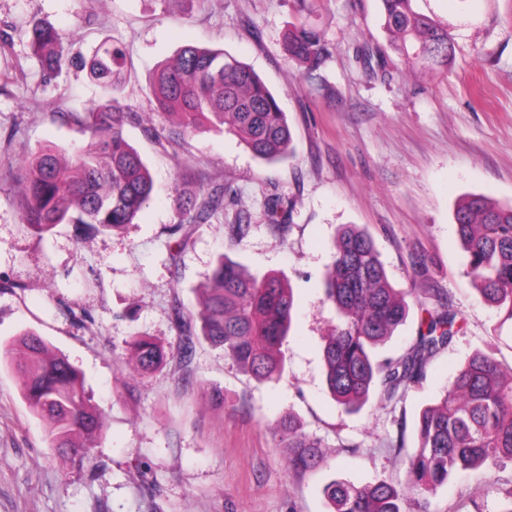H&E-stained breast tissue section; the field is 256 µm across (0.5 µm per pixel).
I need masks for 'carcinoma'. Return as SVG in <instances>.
Returning a JSON list of instances; mask_svg holds the SVG:
<instances>
[{"label":"carcinoma","mask_w":512,"mask_h":512,"mask_svg":"<svg viewBox=\"0 0 512 512\" xmlns=\"http://www.w3.org/2000/svg\"><path fill=\"white\" fill-rule=\"evenodd\" d=\"M380 2L383 29L404 67L433 70L451 63L454 44L433 18L415 11L412 0ZM29 34L44 76L58 74L70 62V48L54 28L35 22ZM284 49L309 72L318 70L328 54L312 25L288 29ZM80 60L102 97L95 109L63 113L61 119L88 134L87 144L68 157L46 146L18 165L23 219L39 237L59 224L71 225L78 240L122 228L133 223L153 193L152 175L124 134L127 115L112 99L113 76L125 65V52L106 40L92 56ZM150 88L159 111L179 118L189 134L203 126L227 131L268 163L293 151L292 132L275 96L250 66L222 50L183 47L176 58L157 67ZM233 196L228 185L175 190L180 219L168 228L177 246L170 254L172 265H177L194 230L224 211V201ZM265 209L270 226L285 230L288 206L283 198L268 196ZM453 220L474 290L512 321V204L472 195L457 206ZM250 228L243 210L234 223L225 225L227 236L238 245ZM324 302L339 315L322 347L325 385L347 414L358 413L378 386L390 400L422 380L429 360L464 333L463 318L447 305L425 308L415 343L396 358L376 359V349L408 317L409 305L389 282L373 237L354 224L334 239ZM293 313L292 288L280 277L249 276L238 262L219 255L198 309L188 311L178 297L171 307L176 357L184 368L181 381H190L189 368L201 342L224 349L225 357L257 381L277 380L284 369L283 348ZM127 350L134 376L150 374L166 360L164 349L142 336L132 337ZM16 353L21 396L46 423L49 447L78 473L98 477L91 447L100 437L104 412L86 393L82 373L34 330L21 331L0 347V358L11 359ZM416 432L413 452L404 453L402 444L395 448L396 454H405L404 485L385 480L355 485L335 479L324 489L333 512H405L408 492L427 504L460 472L479 467L490 471L512 462V370L504 372L489 353L473 354L440 401L421 409ZM276 433L281 447L288 449V471L323 463L320 440L305 433L293 414L280 417Z\"/></svg>","instance_id":"1"}]
</instances>
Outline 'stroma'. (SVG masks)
I'll use <instances>...</instances> for the list:
<instances>
[{
  "label": "stroma",
  "mask_w": 512,
  "mask_h": 512,
  "mask_svg": "<svg viewBox=\"0 0 512 512\" xmlns=\"http://www.w3.org/2000/svg\"><path fill=\"white\" fill-rule=\"evenodd\" d=\"M447 27L455 59L445 69H402L380 26L378 0H0V344L31 329L82 372L103 408L93 449L95 479L73 472L47 446L44 426L20 394L15 369L0 362V512H331L329 481L400 482L396 444L417 445L419 410L443 396L456 371L485 351L512 367V322L484 304L464 273L455 233L457 202L476 194L512 203V0H413ZM55 27L73 51L90 56L104 40L127 56L113 91L134 114L128 141L149 167L154 198L136 223L79 241L70 225L37 237L23 222L19 158L53 144L74 152L87 138L58 120L101 97L87 70L64 66L45 79L29 48L27 23ZM316 25L330 55L313 73L289 60L283 35ZM220 48L248 64L276 95L294 152L266 163L231 133L210 128L172 136L174 117L150 92L156 66L182 46ZM386 54L388 74L365 68L356 51ZM231 185L236 201L198 227L169 264L167 226L179 217L176 188ZM294 204L286 232L273 230L268 195ZM251 231L242 244L224 230L238 208ZM357 224L374 238L392 285L407 290L409 316L379 348L396 357L415 341L422 307L447 299L465 320L401 398L373 393L355 415L324 384L322 345L338 315L324 304V276L339 228ZM248 275L276 274L295 303L281 377L259 382L223 349L198 346L190 382L176 362L137 380L119 369L126 340L139 334L173 345L174 296L197 307L196 287L218 254ZM425 258L427 277L412 279ZM89 312L81 325L72 315ZM293 412L326 456L314 471L288 472L271 429ZM512 463L464 473L431 498L430 512H501Z\"/></svg>",
  "instance_id": "1"
}]
</instances>
